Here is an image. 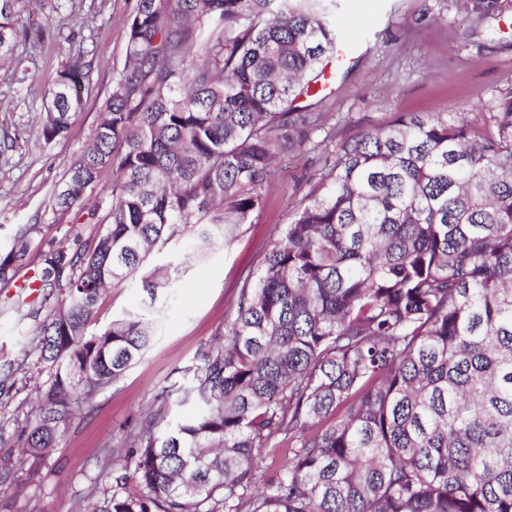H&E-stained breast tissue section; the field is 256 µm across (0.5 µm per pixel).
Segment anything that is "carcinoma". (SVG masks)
<instances>
[{"label": "carcinoma", "instance_id": "1", "mask_svg": "<svg viewBox=\"0 0 512 512\" xmlns=\"http://www.w3.org/2000/svg\"><path fill=\"white\" fill-rule=\"evenodd\" d=\"M0 0V61L19 23ZM477 19L499 0H469ZM326 0H138L125 62L50 197L98 225L40 255L23 343L37 397L0 447V479L47 456L92 396L143 356L153 322L92 330L104 294L171 243L202 256L260 211L275 161L329 157L241 281L224 343L180 403L159 400L111 450L85 512H512V91L487 112H399L337 137L313 99L341 37ZM84 54L46 93L45 141L82 109ZM109 206H88L103 170ZM29 224L0 256L15 283ZM143 277L151 301L178 278ZM288 466L256 477L261 450Z\"/></svg>", "mask_w": 512, "mask_h": 512}]
</instances>
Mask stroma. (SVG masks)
Returning <instances> with one entry per match:
<instances>
[{"label":"stroma","mask_w":512,"mask_h":512,"mask_svg":"<svg viewBox=\"0 0 512 512\" xmlns=\"http://www.w3.org/2000/svg\"><path fill=\"white\" fill-rule=\"evenodd\" d=\"M137 0H16L21 34L10 63L0 65V254L27 224L38 225L26 262L32 273L41 248L91 238L93 224H73L50 205L54 184L73 154L87 142L99 107L112 88V71L125 61L124 30ZM502 15L480 20L468 0H336L333 19L343 38H359L349 65L332 74L316 109L336 118L343 135L382 125L399 112H484L512 89V0H500ZM83 49L91 64L82 90L84 108L63 136H42L44 91L67 60L65 45ZM305 154L285 161L264 207L229 245L207 258L185 261V247L171 244L148 261L172 263L181 274L168 291L155 335L142 358L114 385L77 412L53 453L28 458L11 480L0 483V512H84L93 484H107L104 448L138 429L156 409L163 391L186 385V371L201 349L222 343L225 316L236 303L240 280L279 239L288 206L301 196ZM16 288L0 287V376L18 382L11 405L0 409V426L23 422L30 391L22 363L25 336L34 323H19L8 309ZM153 307L139 279L110 289L96 315L97 327L129 311Z\"/></svg>","instance_id":"obj_1"}]
</instances>
